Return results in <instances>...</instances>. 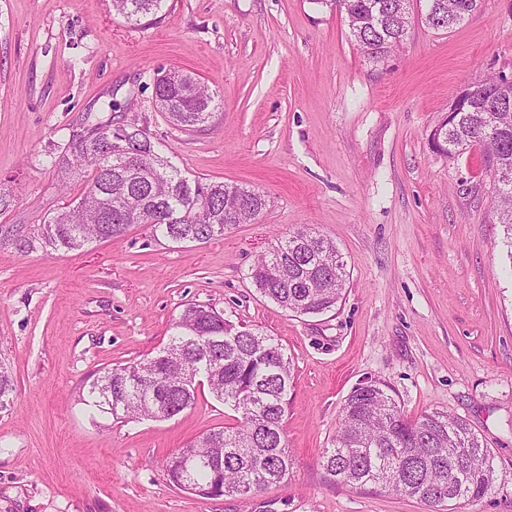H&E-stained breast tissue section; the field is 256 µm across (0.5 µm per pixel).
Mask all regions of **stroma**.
<instances>
[{"instance_id": "obj_1", "label": "stroma", "mask_w": 512, "mask_h": 512, "mask_svg": "<svg viewBox=\"0 0 512 512\" xmlns=\"http://www.w3.org/2000/svg\"><path fill=\"white\" fill-rule=\"evenodd\" d=\"M161 69L213 92L205 127L158 110ZM501 71L512 0H482L449 32L413 22L378 64L324 0H166L138 25L107 0H0V365L15 383L0 405V512H429L319 465L345 399L370 381L406 418L448 412L490 448L492 488L457 512H512V257L478 150L451 158L430 141L461 88ZM106 102L182 171L270 207L203 243L138 224L76 251L18 252L80 194L49 155ZM301 227L333 241L349 275L321 315L282 310L248 277ZM190 303L272 336L291 361L293 466L261 492L211 499L170 483L172 453L238 418L208 388L165 420L117 422L81 399L95 373L163 346Z\"/></svg>"}]
</instances>
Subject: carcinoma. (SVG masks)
<instances>
[{
	"mask_svg": "<svg viewBox=\"0 0 512 512\" xmlns=\"http://www.w3.org/2000/svg\"><path fill=\"white\" fill-rule=\"evenodd\" d=\"M114 14L136 24L162 10L166 0H110ZM423 24L450 31L478 10L481 0H426ZM345 14L351 36L370 62L399 48L411 24L410 0H333ZM470 105L443 119L442 153L452 158L480 145L483 166L493 182L495 214L512 250V84L492 75L475 85ZM154 96L170 121L181 128L205 126L217 104L195 77L180 70L158 73ZM103 114L87 113V132L72 137L51 156L62 178L85 172L81 194L43 220L37 238H20V253L34 242L53 250L123 235L135 224L174 242H201L227 224H249L270 206L268 195L238 184L187 177L160 154L145 128L120 131L127 157L112 155L117 127ZM260 294L285 311L319 315L343 299L348 274L336 246L312 228L277 240L251 267ZM205 379L212 394L239 414L233 427L211 429L166 462L171 483L205 498L260 491L284 480L292 459L283 441V421L293 374L274 338L234 325L212 307L186 306L172 323L167 344L156 355L94 376L87 405L112 418L170 419L191 407L197 396L192 374ZM208 456L210 466L184 469L186 456ZM320 466L329 480L352 488L367 485L416 498L438 510L456 512L462 501L484 496L493 484L489 448L465 420L445 412L405 419L395 400L372 381L348 396L332 446Z\"/></svg>",
	"mask_w": 512,
	"mask_h": 512,
	"instance_id": "cac0c4a2",
	"label": "carcinoma"
}]
</instances>
